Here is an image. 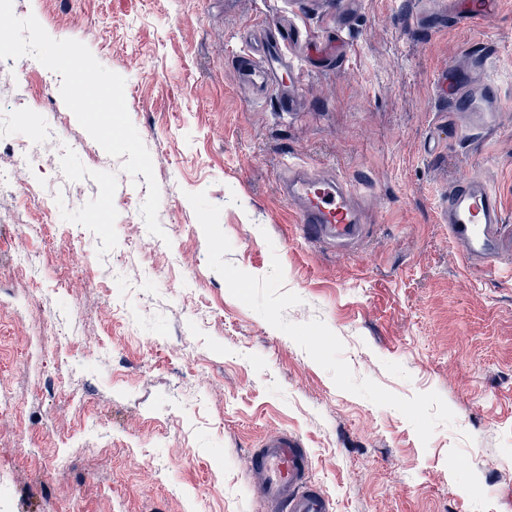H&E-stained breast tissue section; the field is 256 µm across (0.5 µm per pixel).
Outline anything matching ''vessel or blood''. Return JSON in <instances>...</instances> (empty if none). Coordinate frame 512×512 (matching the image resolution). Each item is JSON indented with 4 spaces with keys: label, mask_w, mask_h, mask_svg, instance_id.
<instances>
[{
    "label": "vessel or blood",
    "mask_w": 512,
    "mask_h": 512,
    "mask_svg": "<svg viewBox=\"0 0 512 512\" xmlns=\"http://www.w3.org/2000/svg\"><path fill=\"white\" fill-rule=\"evenodd\" d=\"M494 0H463L462 19L483 22L494 12ZM261 53L245 51L238 62L244 75L265 92L274 95L281 109L291 106V94L278 81L276 63L283 49L271 36L260 42ZM448 108L472 110L474 90L466 73L457 71L447 79ZM280 190L296 207L306 237L312 241L347 243L362 239L363 215L353 188L340 174L289 166ZM503 209L499 194L482 178L464 175L442 200L438 219L448 227L449 237L463 250L466 262L487 271L500 260ZM312 461L298 436L277 431L269 434L251 454L248 464L252 491L267 512H331L329 497L311 478Z\"/></svg>",
    "instance_id": "obj_1"
}]
</instances>
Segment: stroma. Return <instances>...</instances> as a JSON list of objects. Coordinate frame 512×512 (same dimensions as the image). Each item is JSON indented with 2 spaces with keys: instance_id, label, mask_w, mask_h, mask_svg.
Instances as JSON below:
<instances>
[{
  "instance_id": "obj_1",
  "label": "stroma",
  "mask_w": 512,
  "mask_h": 512,
  "mask_svg": "<svg viewBox=\"0 0 512 512\" xmlns=\"http://www.w3.org/2000/svg\"><path fill=\"white\" fill-rule=\"evenodd\" d=\"M266 30L289 112L239 79ZM0 37V512H265L279 430L333 512H512V0H0ZM458 68L491 129L445 107ZM291 161L356 187L362 246L305 238ZM467 172L503 200L490 272L436 221ZM494 0H466L461 3V18L473 24H479L494 12Z\"/></svg>"
}]
</instances>
